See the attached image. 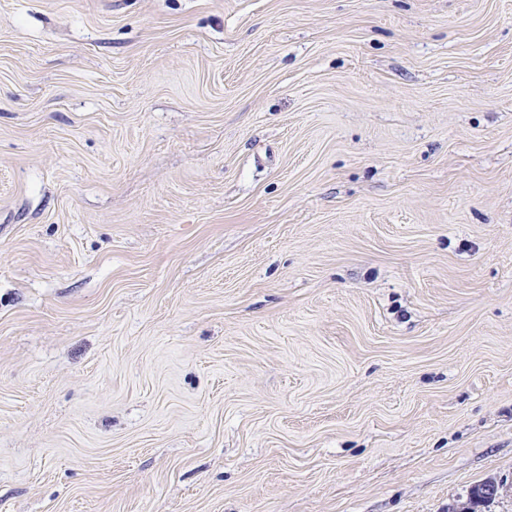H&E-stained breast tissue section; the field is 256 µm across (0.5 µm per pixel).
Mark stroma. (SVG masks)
<instances>
[{
	"mask_svg": "<svg viewBox=\"0 0 512 512\" xmlns=\"http://www.w3.org/2000/svg\"><path fill=\"white\" fill-rule=\"evenodd\" d=\"M512 512V0H0V512Z\"/></svg>",
	"mask_w": 512,
	"mask_h": 512,
	"instance_id": "stroma-1",
	"label": "stroma"
}]
</instances>
